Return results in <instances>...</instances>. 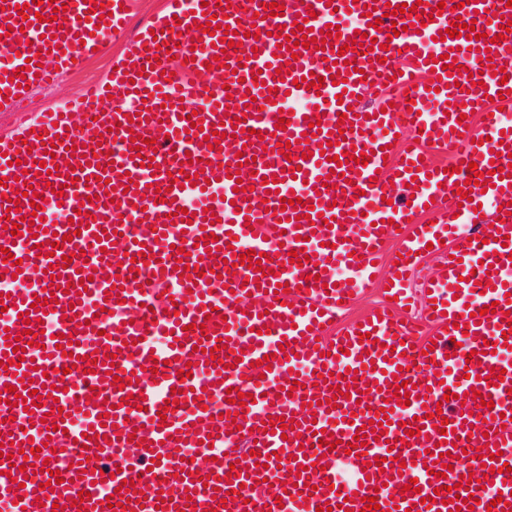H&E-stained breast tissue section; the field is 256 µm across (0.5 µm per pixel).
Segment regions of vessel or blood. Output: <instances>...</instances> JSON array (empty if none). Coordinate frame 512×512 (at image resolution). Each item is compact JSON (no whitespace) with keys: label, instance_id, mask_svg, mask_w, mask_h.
<instances>
[{"label":"vessel or blood","instance_id":"obj_1","mask_svg":"<svg viewBox=\"0 0 512 512\" xmlns=\"http://www.w3.org/2000/svg\"><path fill=\"white\" fill-rule=\"evenodd\" d=\"M263 2L167 0L111 85H89L76 112L18 111L17 136L0 144V249L14 255L0 264V407L15 401L26 419L22 430L0 422L8 512H362L366 496L379 512H448L452 485L478 500L460 512H512V474L502 470L512 465V32L501 31L512 8L466 0L451 15L439 0H277L284 11L274 17ZM130 5L0 0V106L17 108L31 88L105 50ZM371 8L397 16L373 27ZM211 15L236 28L233 47L217 34L187 40ZM457 15L476 37L446 36ZM295 22L341 35L308 49ZM355 39L363 54L348 50ZM172 55L180 71L168 78ZM216 59L225 87L213 92L206 65ZM389 84L411 109L363 107L371 87ZM112 85L123 98L109 107ZM259 99L269 109L257 110ZM293 102L306 112L278 129ZM405 126L420 135L403 146ZM216 130L221 143L208 145ZM431 150L449 154L456 172L432 165ZM347 153L351 161L331 165ZM471 162L488 189L464 201L457 189ZM240 168L246 192L236 189ZM392 185L411 202L386 204ZM485 200L495 225L475 222ZM10 221L23 224L26 246H15ZM393 239L401 258L390 304L341 324L346 304L375 287ZM246 242L262 253L261 270L241 264ZM428 248L442 267L419 285L430 304L423 335L399 310ZM79 252L85 262L64 264ZM281 284L288 293L277 294ZM51 322L53 336L43 335ZM63 363L86 370L89 391L65 390L55 374ZM231 388L253 402L226 403ZM386 404L387 423L375 425ZM361 433L362 455L346 454ZM35 444L41 456L26 465L22 452ZM183 448L195 449L193 463L180 461ZM286 449L282 467L276 454ZM487 456L495 473L462 483V459L479 466ZM59 469L64 482L50 483ZM270 480L282 498L265 494ZM487 485L496 506L482 502Z\"/></svg>","mask_w":512,"mask_h":512}]
</instances>
